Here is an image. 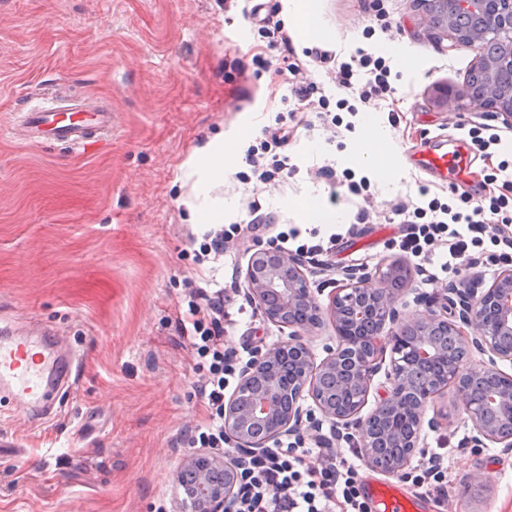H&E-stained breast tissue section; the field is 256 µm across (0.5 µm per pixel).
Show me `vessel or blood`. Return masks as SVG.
Listing matches in <instances>:
<instances>
[{
	"label": "vessel or blood",
	"instance_id": "b4317fda",
	"mask_svg": "<svg viewBox=\"0 0 512 512\" xmlns=\"http://www.w3.org/2000/svg\"><path fill=\"white\" fill-rule=\"evenodd\" d=\"M23 123L25 139L31 144L58 140L80 146L92 138L105 141L112 134V112L104 106L83 111L81 119L74 120L65 117L58 107L35 105L26 110ZM419 165L436 173L462 172L456 157L436 144L425 147ZM0 389L8 391L21 406L38 407L43 413H51L53 398L45 375V356L28 339L0 335ZM366 493L377 512H420L422 508L417 497L406 495L391 482L370 483Z\"/></svg>",
	"mask_w": 512,
	"mask_h": 512
}]
</instances>
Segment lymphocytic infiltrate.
Masks as SVG:
<instances>
[{"instance_id":"obj_1","label":"lymphocytic infiltrate","mask_w":512,"mask_h":512,"mask_svg":"<svg viewBox=\"0 0 512 512\" xmlns=\"http://www.w3.org/2000/svg\"><path fill=\"white\" fill-rule=\"evenodd\" d=\"M359 67L366 69V77L356 78ZM390 76L383 58L364 53L358 65H339L336 80L338 87L356 92L361 104L375 105L394 95ZM506 206L501 197L478 201L465 214L434 201L424 208L400 204L396 212L409 226L400 248L406 256L426 261L436 234H445L448 258L444 266L452 268L466 256L469 245L486 236L503 235L504 224L512 222L503 213ZM227 303L223 289L192 288L179 327L181 337L197 355L194 385L208 411L205 426L190 431L188 440L217 452L224 449V391L235 375L232 362L237 357L236 351L224 347V325L231 320ZM356 474L354 465L337 458L324 441L297 448L277 440L260 452L245 454L237 484V512H335L336 495L353 501Z\"/></svg>"}]
</instances>
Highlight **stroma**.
Listing matches in <instances>:
<instances>
[{"mask_svg":"<svg viewBox=\"0 0 512 512\" xmlns=\"http://www.w3.org/2000/svg\"><path fill=\"white\" fill-rule=\"evenodd\" d=\"M252 0H0V326L19 336L44 327L80 358L73 384L61 389L50 419L0 394V512H166L179 508L176 475L189 447L183 430L204 423L194 388V357L176 331L190 288L236 284L235 323L224 344L256 336L270 345L287 328L264 320L244 282L254 245L276 246L300 229L299 243L340 239L306 275L328 304L347 270L375 272L404 260L395 203L431 200L469 211L481 196L512 200V125L480 101L439 104L462 85L474 51L426 30L414 0H317L337 62L356 49L384 58L396 78L392 104L347 111L348 91L310 63L293 38L285 54L249 18ZM389 17L380 29L376 11ZM300 66L283 70L284 62ZM314 90L297 101L292 81ZM326 105H319V98ZM110 107L112 140L79 150L57 141L11 138L13 115L36 101ZM283 122V152L295 170L261 182L245 157L265 144L266 127ZM224 138L227 165L211 172L198 150ZM380 136L387 173L358 158L362 140ZM497 137L489 152L473 136ZM467 142L463 177L414 167L429 142ZM370 181L368 197L348 184ZM315 199L337 223L310 227L298 209ZM271 218L248 238L235 226L249 203ZM223 213L224 256L196 265L193 251L209 232L191 207ZM412 266L398 303L402 320L442 307L448 284L473 278L491 285L512 248L486 238L449 271ZM407 478L398 484L422 499L423 512H512V447H472L473 424L448 391L426 408ZM444 451L438 470L427 452Z\"/></svg>","mask_w":512,"mask_h":512,"instance_id":"obj_1","label":"stroma"}]
</instances>
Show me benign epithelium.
Here are the masks:
<instances>
[{
	"mask_svg": "<svg viewBox=\"0 0 512 512\" xmlns=\"http://www.w3.org/2000/svg\"><path fill=\"white\" fill-rule=\"evenodd\" d=\"M460 13L484 28L493 43L460 36L449 23ZM418 17L426 29L476 51L473 73L480 80L444 94L442 105L480 100L502 111L512 125V90H503L498 81L501 70H512V0H424ZM245 279L264 317L289 332L277 343L255 349L224 405V435L238 447L257 450L296 431L303 423V402L310 399L336 426L357 433L362 455L373 469L398 474L411 465L423 425L437 426L432 419L424 421L425 410L448 388L458 394L474 426V447L482 448L487 441L512 447V434L488 420L492 410L498 419L512 421V374L497 364L512 363V347L501 342L512 337L511 267L501 269L487 289L478 281L448 288L444 308L451 316L429 311L408 322L400 320L397 303L411 270L400 261L373 274L346 272L348 283L337 288L325 307L311 291L303 260L277 247L255 250ZM326 322L336 332V347L318 362L307 337ZM474 350L489 354L488 362L471 366ZM386 361L388 387L363 417L373 378ZM324 373L342 375L341 388L354 399L348 404L328 400L316 387ZM475 377L494 379L498 386L476 399L468 389ZM256 427L262 429L259 437L252 436ZM238 478L236 462L222 452L201 448L187 454L177 475L184 512H233Z\"/></svg>",
	"mask_w": 512,
	"mask_h": 512,
	"instance_id": "benign-epithelium-1",
	"label": "benign epithelium"
}]
</instances>
